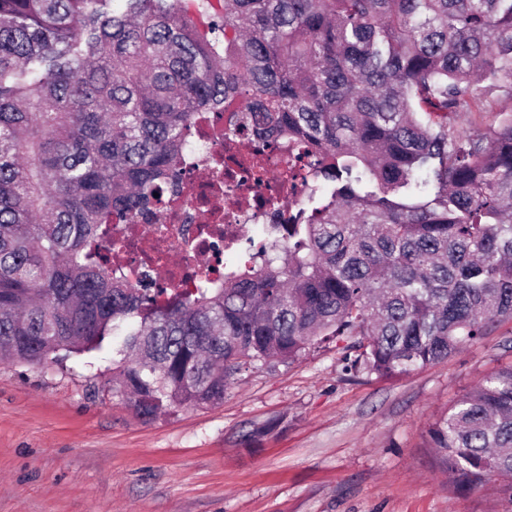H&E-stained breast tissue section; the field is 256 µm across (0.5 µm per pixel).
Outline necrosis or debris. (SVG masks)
Segmentation results:
<instances>
[{
    "label": "necrosis or debris",
    "instance_id": "1",
    "mask_svg": "<svg viewBox=\"0 0 512 512\" xmlns=\"http://www.w3.org/2000/svg\"><path fill=\"white\" fill-rule=\"evenodd\" d=\"M235 120L229 109L190 124L162 202L113 224L112 276L194 290L218 275L227 252L275 238L279 225L303 211L316 179L311 160L288 137L258 143L233 133Z\"/></svg>",
    "mask_w": 512,
    "mask_h": 512
}]
</instances>
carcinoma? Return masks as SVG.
<instances>
[{
    "label": "carcinoma",
    "instance_id": "1",
    "mask_svg": "<svg viewBox=\"0 0 512 512\" xmlns=\"http://www.w3.org/2000/svg\"><path fill=\"white\" fill-rule=\"evenodd\" d=\"M0 0V360L112 355L150 420L224 402L247 364L316 341L393 378L512 320V119L451 117L512 86V0ZM319 157L279 254L161 301L103 271L197 113ZM459 491H512V366L431 426ZM478 96L486 112H461L454 127L467 134L485 132L489 124L512 118V88L481 82Z\"/></svg>",
    "mask_w": 512,
    "mask_h": 512
}]
</instances>
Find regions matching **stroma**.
<instances>
[{
  "instance_id": "1",
  "label": "stroma",
  "mask_w": 512,
  "mask_h": 512,
  "mask_svg": "<svg viewBox=\"0 0 512 512\" xmlns=\"http://www.w3.org/2000/svg\"><path fill=\"white\" fill-rule=\"evenodd\" d=\"M476 134L512 118L482 82ZM339 345L242 369L222 404L146 421L108 360L0 363V512H512L494 479L458 493L429 437L488 373L512 365V321L409 375L350 371Z\"/></svg>"
}]
</instances>
